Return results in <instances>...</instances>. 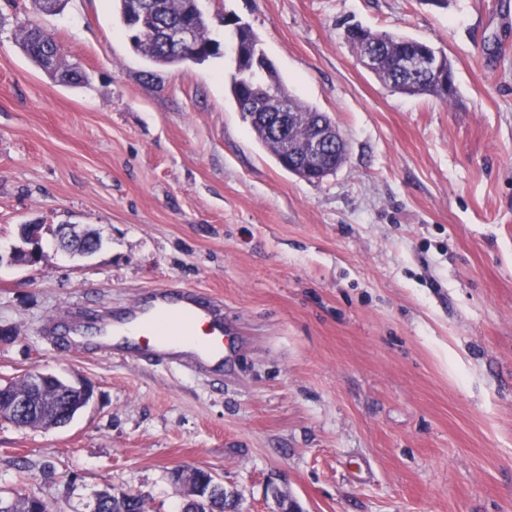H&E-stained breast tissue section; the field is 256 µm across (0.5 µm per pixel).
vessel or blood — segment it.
I'll return each mask as SVG.
<instances>
[{
	"label": "vessel or blood",
	"instance_id": "obj_1",
	"mask_svg": "<svg viewBox=\"0 0 512 512\" xmlns=\"http://www.w3.org/2000/svg\"><path fill=\"white\" fill-rule=\"evenodd\" d=\"M116 323L127 331L116 343L105 344L107 353L175 362L198 372L222 367L238 336L224 321L221 301L192 288L152 291L148 301L135 304L119 319H101V334H108Z\"/></svg>",
	"mask_w": 512,
	"mask_h": 512
}]
</instances>
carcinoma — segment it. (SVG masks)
Returning a JSON list of instances; mask_svg holds the SVG:
<instances>
[{
    "label": "carcinoma",
    "instance_id": "obj_1",
    "mask_svg": "<svg viewBox=\"0 0 512 512\" xmlns=\"http://www.w3.org/2000/svg\"><path fill=\"white\" fill-rule=\"evenodd\" d=\"M155 9L148 12L144 18L134 19L135 7L133 0H118V9L124 25L131 32V43L134 49L147 60L156 65H174L185 62L203 61L218 53V47L213 45L208 35V21L202 11L198 10L193 0H151ZM187 21L193 24L200 49L190 47L180 53L167 48L162 42L159 30L161 25L169 21ZM224 26L231 29L232 39H240L247 50L246 62H251L258 54H263L259 40L252 29L240 30L237 23L224 21ZM346 38L357 53H362L365 43L375 42L383 49L379 63L371 69L376 77L391 88L409 94L429 93L439 97L444 102L453 99L456 88L450 87L439 80L430 79L423 83L410 82L399 75L393 67V58L410 51H424L440 60L444 73H452V68L445 53L433 46L406 36L388 32H372L358 25L346 29ZM19 45L23 52L34 62L51 70L65 84L76 85L85 79V75L76 67L60 65L62 49L55 38L37 25L25 26L20 34ZM261 80L269 85V89L279 92L287 101V115L290 120L286 125V135L280 137L265 130L252 120V113L247 111V104L259 103L253 86L246 82L232 79L231 94L242 112L245 120L249 121L252 131L276 159H282L286 142L298 146L304 144L309 130L320 122L331 124V118L324 112H319L288 93L281 83L273 64L267 63V75ZM82 401V395L66 388L59 379L47 380L37 394L29 397V409L11 419V422L24 427H53L66 423ZM0 512H50L48 504L41 499H28L24 507H17L11 496L0 495Z\"/></svg>",
    "mask_w": 512,
    "mask_h": 512
}]
</instances>
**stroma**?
<instances>
[{
    "mask_svg": "<svg viewBox=\"0 0 512 512\" xmlns=\"http://www.w3.org/2000/svg\"><path fill=\"white\" fill-rule=\"evenodd\" d=\"M219 55L156 66L115 0H0V252L44 224L36 266L0 262V382L87 381L66 425L0 421V490L85 512L136 491L179 512V467L234 512H512V0H200ZM289 93L327 113L345 163L283 169L230 93L222 15ZM51 32L70 86L21 50ZM445 52L457 95L392 91L346 24ZM95 230L79 258L51 227ZM167 285L220 297L242 340L220 376L75 352L47 318L121 314Z\"/></svg>",
    "mask_w": 512,
    "mask_h": 512,
    "instance_id": "35a3bbf8",
    "label": "stroma"
}]
</instances>
